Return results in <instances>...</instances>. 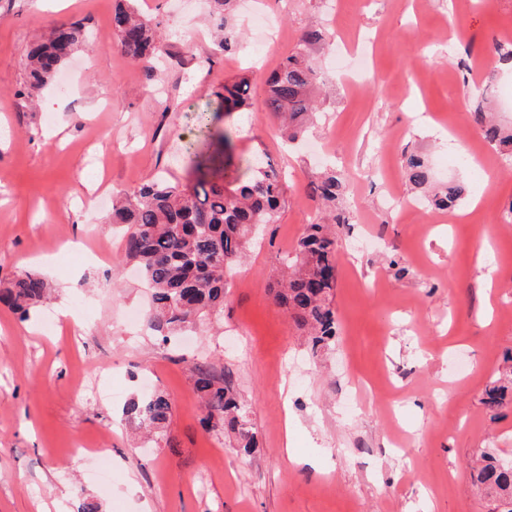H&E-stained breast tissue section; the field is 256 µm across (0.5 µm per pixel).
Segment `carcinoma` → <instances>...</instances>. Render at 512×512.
<instances>
[{"instance_id":"carcinoma-1","label":"carcinoma","mask_w":512,"mask_h":512,"mask_svg":"<svg viewBox=\"0 0 512 512\" xmlns=\"http://www.w3.org/2000/svg\"><path fill=\"white\" fill-rule=\"evenodd\" d=\"M133 2L125 0L114 10L112 32L126 57L151 69L161 35L157 25ZM216 2L224 7V23L218 24L224 34L219 36L218 47L227 51L237 44V34L229 23L233 0ZM89 39V30L73 22L56 28L46 41L33 46L26 53L27 95L31 97L50 84L67 59L87 46ZM320 39L316 31L304 33L295 52L265 80V108L289 121L290 141L303 133V126L294 124L296 118L314 110L313 91L320 76L307 50ZM221 98L224 111L243 112L251 106V84L245 78L227 80ZM470 119L487 140L512 145V131L493 122L482 107H476ZM186 152L195 172L192 183H146L125 194L113 206L110 218L112 224L125 225V256L138 265L143 285L151 290L146 322L164 343L223 312L226 275L252 246L257 226L275 222L284 197L280 172L267 161H256L255 166L247 167V178H234L226 184L211 177L210 157L190 146ZM405 168L414 186L429 183L430 169L420 154L406 155ZM348 189L346 180L334 171L322 173L311 183V197L328 211L326 221L306 225L294 256H283L286 271L271 286L275 302L297 328L307 333L314 349L327 345L336 335V315L330 304L336 283V238L331 224L347 222L336 213V201ZM463 195L462 186L449 181L439 186L433 202L450 210ZM47 291L40 275L26 273L0 292V301L24 311L46 298ZM193 373L195 388L202 394L207 410V428L233 433L238 447L251 452L255 447L251 406L238 395L231 376L214 375L205 362L195 363ZM171 411L167 395L152 391L130 401L125 415L139 428L156 435L166 427ZM476 472L480 489L507 504L504 512H512V466L483 454Z\"/></svg>"}]
</instances>
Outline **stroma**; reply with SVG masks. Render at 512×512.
I'll return each mask as SVG.
<instances>
[{
  "mask_svg": "<svg viewBox=\"0 0 512 512\" xmlns=\"http://www.w3.org/2000/svg\"><path fill=\"white\" fill-rule=\"evenodd\" d=\"M118 0H0V289L31 272L53 298L29 315L0 303V512H494L476 485L481 453L512 463V155L471 124L477 105L512 123V0H239L243 44L221 51L214 0H139L164 41L155 72L112 36ZM95 35L64 66L70 86L24 96L28 48L64 23ZM325 80L303 142L287 147L265 111L264 80L304 31ZM368 73L345 83V44ZM247 76V112L225 111V80ZM215 176L244 172L254 155L285 174L284 202L228 279L224 315L162 345L131 335L129 314L149 304L112 210V194L155 177L189 178L185 148L201 138ZM331 153L338 171L374 179L345 200L336 227V337L315 351L269 286L305 225ZM421 153L433 181L464 185L457 211L425 201L404 154ZM501 271L486 285V263ZM59 320L43 327L46 310ZM462 356L467 372L451 361ZM231 374L251 408L256 448L206 429L192 367ZM371 386L342 411L350 377ZM501 388L499 405L487 393ZM167 394L172 415L145 440L124 406L145 389ZM101 449L112 462L76 454Z\"/></svg>",
  "mask_w": 512,
  "mask_h": 512,
  "instance_id": "obj_1",
  "label": "stroma"
}]
</instances>
